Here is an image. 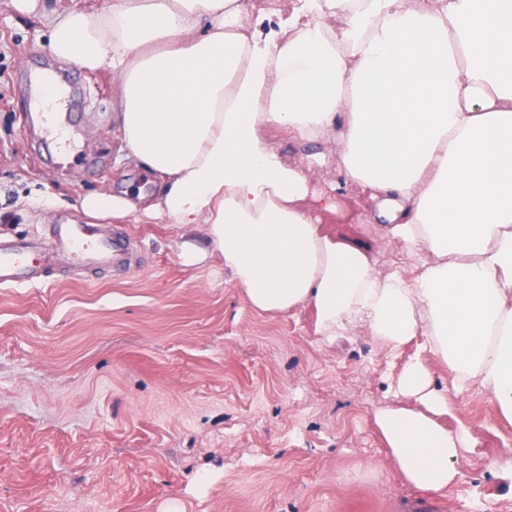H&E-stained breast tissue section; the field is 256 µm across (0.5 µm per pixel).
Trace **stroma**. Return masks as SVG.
<instances>
[{"label":"stroma","instance_id":"stroma-1","mask_svg":"<svg viewBox=\"0 0 512 512\" xmlns=\"http://www.w3.org/2000/svg\"><path fill=\"white\" fill-rule=\"evenodd\" d=\"M86 0H0V235L48 240L87 223L82 200L151 185L123 158L109 73L48 49L42 13ZM63 70L74 89L60 148L36 122L29 78ZM285 162L319 153L317 188L342 213L327 234L365 250L380 273H418L420 258L362 217L340 183L335 141L300 145L270 131ZM130 243L125 263L81 272L60 259L46 282L0 287V512H512V480L490 462L512 425L479 388L456 397L449 429L474 452L447 494L394 473L373 422L398 403L388 379L408 360L371 336L321 343L315 314L258 313L210 255L181 258L180 230L148 220L98 226Z\"/></svg>","mask_w":512,"mask_h":512}]
</instances>
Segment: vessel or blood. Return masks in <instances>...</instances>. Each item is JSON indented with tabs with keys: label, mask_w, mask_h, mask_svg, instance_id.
<instances>
[{
	"label": "vessel or blood",
	"mask_w": 512,
	"mask_h": 512,
	"mask_svg": "<svg viewBox=\"0 0 512 512\" xmlns=\"http://www.w3.org/2000/svg\"><path fill=\"white\" fill-rule=\"evenodd\" d=\"M51 246L38 240L0 238V286H25L45 280L51 252L66 253L71 262L86 270L115 264L128 248L122 237L93 234L90 225L57 224L52 228Z\"/></svg>",
	"instance_id": "vessel-or-blood-1"
}]
</instances>
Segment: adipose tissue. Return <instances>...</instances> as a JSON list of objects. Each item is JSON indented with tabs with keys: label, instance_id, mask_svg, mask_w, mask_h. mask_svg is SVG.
I'll use <instances>...</instances> for the list:
<instances>
[{
	"label": "adipose tissue",
	"instance_id": "ef3b65f1",
	"mask_svg": "<svg viewBox=\"0 0 512 512\" xmlns=\"http://www.w3.org/2000/svg\"><path fill=\"white\" fill-rule=\"evenodd\" d=\"M296 2L264 40L251 0L43 14L57 57L118 77L122 147L156 179L83 212L205 225L185 264L216 250L258 312L310 306L322 340L360 329L393 354L415 346L392 384L402 406L374 422L403 481L439 495L474 448L441 422L449 387L478 386L512 424V0ZM269 129L335 136L366 220L426 252L415 279L323 231L337 194L312 189L315 155L286 165Z\"/></svg>",
	"mask_w": 512,
	"mask_h": 512
}]
</instances>
